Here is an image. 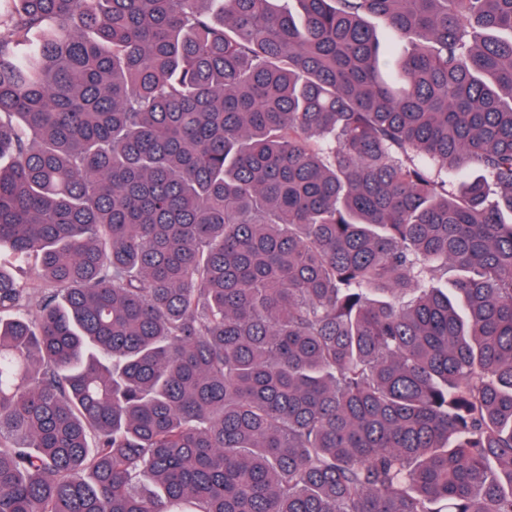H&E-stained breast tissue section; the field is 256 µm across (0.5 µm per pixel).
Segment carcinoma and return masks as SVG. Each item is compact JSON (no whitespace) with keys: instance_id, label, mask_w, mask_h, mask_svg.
I'll return each instance as SVG.
<instances>
[{"instance_id":"obj_1","label":"carcinoma","mask_w":512,"mask_h":512,"mask_svg":"<svg viewBox=\"0 0 512 512\" xmlns=\"http://www.w3.org/2000/svg\"><path fill=\"white\" fill-rule=\"evenodd\" d=\"M272 2L0 0V512H512V0Z\"/></svg>"}]
</instances>
